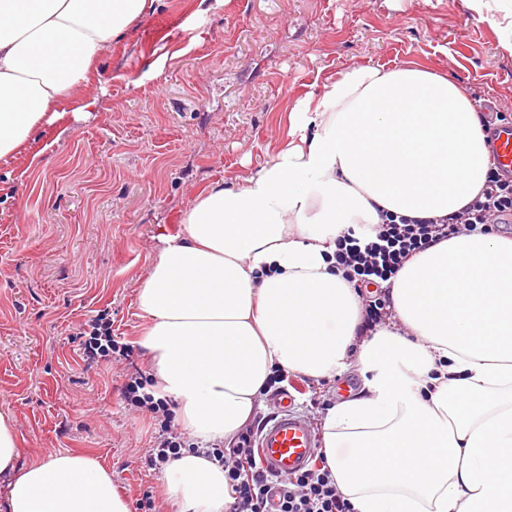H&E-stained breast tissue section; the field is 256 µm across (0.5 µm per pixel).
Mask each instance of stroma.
Returning <instances> with one entry per match:
<instances>
[{
	"label": "stroma",
	"mask_w": 512,
	"mask_h": 512,
	"mask_svg": "<svg viewBox=\"0 0 512 512\" xmlns=\"http://www.w3.org/2000/svg\"><path fill=\"white\" fill-rule=\"evenodd\" d=\"M155 0L114 40L87 87L24 150L0 159V412L20 465L46 453L95 457L130 512L153 493L177 512L145 456L157 434L120 387L149 373L137 289L179 216L208 186L270 158L296 102L354 65L414 63L452 73L475 105L506 104L512 56L461 0ZM101 316L130 364L87 367L78 327Z\"/></svg>",
	"instance_id": "obj_1"
}]
</instances>
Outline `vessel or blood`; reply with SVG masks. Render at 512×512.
<instances>
[{
  "label": "vessel or blood",
  "mask_w": 512,
  "mask_h": 512,
  "mask_svg": "<svg viewBox=\"0 0 512 512\" xmlns=\"http://www.w3.org/2000/svg\"><path fill=\"white\" fill-rule=\"evenodd\" d=\"M494 150L500 170L512 172V129L500 131ZM292 404L291 395L280 397L278 415L263 428L257 441L262 468L279 477L300 472L317 454L318 436L305 417L293 412Z\"/></svg>",
  "instance_id": "b4317fda"
}]
</instances>
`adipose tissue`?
Wrapping results in <instances>:
<instances>
[{
    "mask_svg": "<svg viewBox=\"0 0 512 512\" xmlns=\"http://www.w3.org/2000/svg\"><path fill=\"white\" fill-rule=\"evenodd\" d=\"M512 55V0H463ZM154 0H0V158L85 96L98 58ZM271 159L184 211L138 287L154 395L201 446L231 443L273 369L322 379L357 363L323 448L354 512H512V238L471 233L413 255L390 288L407 337L363 336L362 299L332 259L337 237L382 214L445 217L491 166L483 117L455 76L354 65L287 117ZM0 414L5 512H129L95 457L48 453L17 468ZM180 512H227L224 471L186 453L165 469Z\"/></svg>",
    "mask_w": 512,
    "mask_h": 512,
    "instance_id": "1",
    "label": "adipose tissue"
}]
</instances>
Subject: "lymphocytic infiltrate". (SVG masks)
Here are the masks:
<instances>
[{"instance_id": "1", "label": "lymphocytic infiltrate", "mask_w": 512, "mask_h": 512, "mask_svg": "<svg viewBox=\"0 0 512 512\" xmlns=\"http://www.w3.org/2000/svg\"><path fill=\"white\" fill-rule=\"evenodd\" d=\"M512 220V179H503L499 168H491L480 199L445 218L408 220L383 217L375 225V238L364 241L354 234L337 238L336 268L351 283L368 285L381 280L392 282L413 254L439 241L462 233L491 234L501 222ZM87 341L84 355L89 363L128 359L131 349L117 341L109 322L95 318L81 327ZM151 379L140 372L128 374L121 395L127 406L153 415L160 425L159 437L146 457L152 470H164L185 444L184 434L174 422L167 400L150 392ZM257 433L246 426L235 445L212 447L206 458L223 468L227 491L232 499L230 512H353L351 503L338 491L326 466L317 455L300 474L272 480L261 468L256 448Z\"/></svg>"}]
</instances>
